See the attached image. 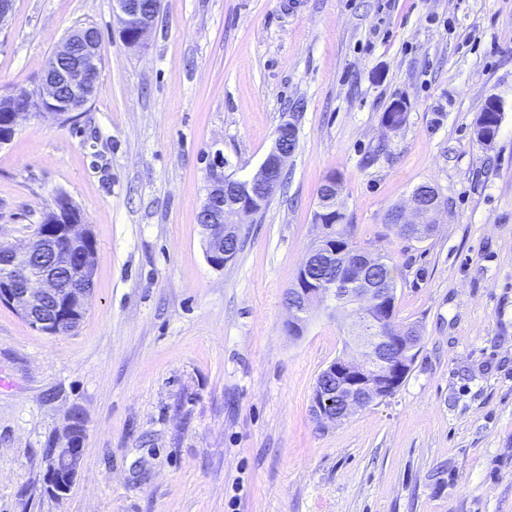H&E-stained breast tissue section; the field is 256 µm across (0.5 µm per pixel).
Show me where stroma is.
I'll return each mask as SVG.
<instances>
[{"label": "stroma", "instance_id": "1", "mask_svg": "<svg viewBox=\"0 0 512 512\" xmlns=\"http://www.w3.org/2000/svg\"><path fill=\"white\" fill-rule=\"evenodd\" d=\"M85 24L101 34L93 97L0 146V241L28 243L63 196L97 244L72 333L0 303V512H512V0H161L142 48L112 0H14L0 96L36 89ZM398 100L407 121L386 128ZM291 116L287 190L213 267L212 154L254 171ZM333 173L353 238L395 268L397 325L423 339L391 396L322 428L313 389L345 319L317 306L289 334L283 295ZM425 182L442 208L416 241L385 217ZM74 407L85 464L55 499L43 451Z\"/></svg>", "mask_w": 512, "mask_h": 512}]
</instances>
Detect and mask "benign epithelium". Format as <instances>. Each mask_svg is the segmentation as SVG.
<instances>
[{
	"mask_svg": "<svg viewBox=\"0 0 512 512\" xmlns=\"http://www.w3.org/2000/svg\"><path fill=\"white\" fill-rule=\"evenodd\" d=\"M112 10L120 20L122 41L129 47L144 46L158 16V5L147 8L143 0H113ZM99 53L100 44L95 38L83 32L71 33L57 47L52 61L44 65L35 92L1 96L0 145L12 139L18 119L26 114L66 117L80 111L93 96ZM296 134V125L284 121L264 161L256 171L241 177L225 174L227 160L221 150L214 152L201 207L207 221L202 226L206 257L213 267L222 268L233 260L242 224L261 211L281 186L286 160L294 152L287 142L293 141ZM340 193L336 180L329 178L323 183L316 223L336 222ZM439 211V194L427 184L413 190L407 214L393 211L390 219L400 234L423 240L434 232ZM56 216L51 221L50 237L86 245L80 265L85 287H59L50 263L34 269L17 265V258L29 252L27 246L10 244L0 249V268L6 272L0 277V302L10 305L47 335L59 334L87 312L96 264L90 229L59 209ZM374 258L371 251L336 244L334 235L324 237L308 252L291 288L292 302L287 309L289 322L297 329L305 328L315 302L328 304L348 320L344 346L353 354L344 353L327 364L315 383L311 412L320 425L340 423L354 411L387 397L405 379L409 357L421 343L422 336L414 327L396 326L389 314L390 301L396 295L393 282L368 277V270L375 266ZM320 264L341 266L352 281L342 288L336 281L312 278L309 271ZM354 284L362 285L357 296L351 289ZM77 419L78 412L71 411L62 428L54 433L55 446L44 452L43 490L56 498L67 494L84 465L83 443L74 440Z\"/></svg>",
	"mask_w": 512,
	"mask_h": 512,
	"instance_id": "7a95c632",
	"label": "benign epithelium"
}]
</instances>
